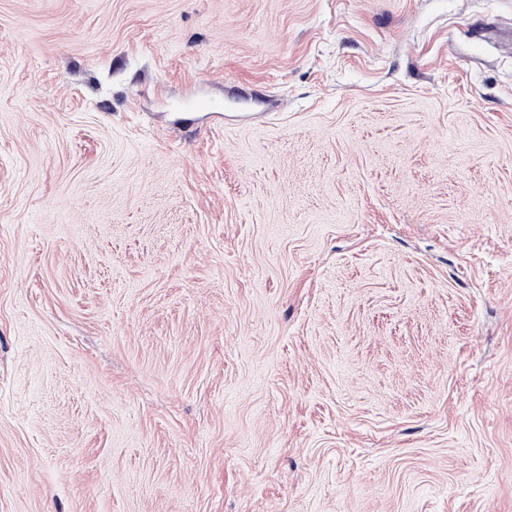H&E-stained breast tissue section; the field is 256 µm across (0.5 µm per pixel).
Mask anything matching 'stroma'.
<instances>
[{"instance_id":"stroma-1","label":"stroma","mask_w":512,"mask_h":512,"mask_svg":"<svg viewBox=\"0 0 512 512\" xmlns=\"http://www.w3.org/2000/svg\"><path fill=\"white\" fill-rule=\"evenodd\" d=\"M0 512H512V0H0Z\"/></svg>"}]
</instances>
